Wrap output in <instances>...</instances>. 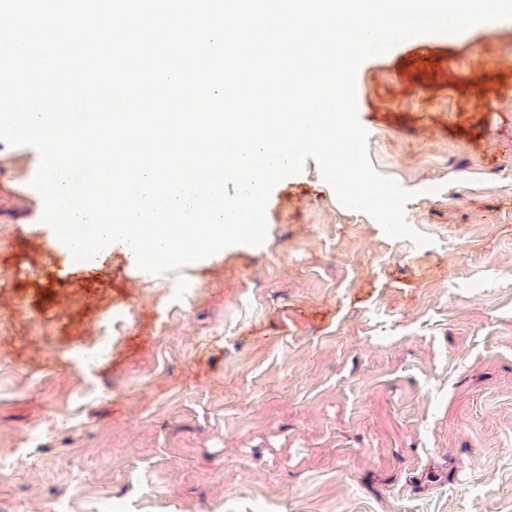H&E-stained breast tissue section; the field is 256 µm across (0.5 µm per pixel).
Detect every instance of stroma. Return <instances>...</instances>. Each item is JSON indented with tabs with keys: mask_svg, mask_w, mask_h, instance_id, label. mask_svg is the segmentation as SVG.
Wrapping results in <instances>:
<instances>
[{
	"mask_svg": "<svg viewBox=\"0 0 512 512\" xmlns=\"http://www.w3.org/2000/svg\"><path fill=\"white\" fill-rule=\"evenodd\" d=\"M356 95L429 245L310 158L263 245L144 277L73 259L0 141V512H512V20L406 39Z\"/></svg>",
	"mask_w": 512,
	"mask_h": 512,
	"instance_id": "1",
	"label": "stroma"
}]
</instances>
